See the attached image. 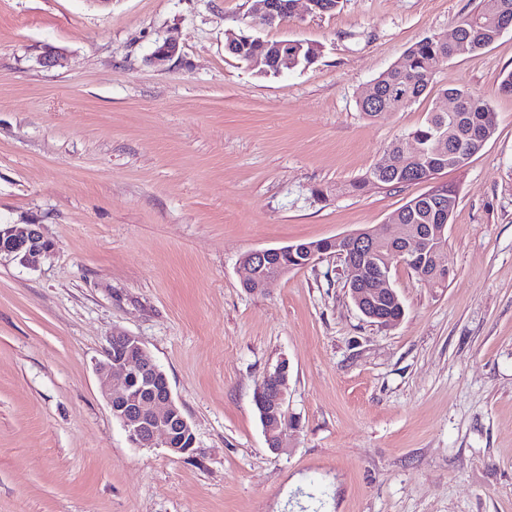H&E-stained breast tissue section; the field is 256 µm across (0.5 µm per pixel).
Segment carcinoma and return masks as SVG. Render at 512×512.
<instances>
[{"label": "carcinoma", "mask_w": 512, "mask_h": 512, "mask_svg": "<svg viewBox=\"0 0 512 512\" xmlns=\"http://www.w3.org/2000/svg\"><path fill=\"white\" fill-rule=\"evenodd\" d=\"M512 29V0H481L480 6L462 18L455 26V39L443 41L424 38L413 44L401 62L383 73L375 82L378 97L375 102H360L363 114L376 119L384 114L400 112L426 92L435 74L448 59L483 50L495 43L502 34ZM229 53L250 62L258 57L273 74L280 72L270 60L277 43L261 41L255 37L244 44L227 46ZM313 46L306 42L288 41V68L309 64L315 58ZM442 94L459 101L460 108L451 116L441 109L430 113L425 124L414 129L409 136L419 141L422 152L409 155L403 151L404 140L391 146L395 163L385 164L378 159L363 181L354 185L360 189L366 182L384 185L413 182V176L427 171L436 175L456 167L454 159H471L492 137L496 130V115L488 100L468 89L449 86ZM448 202L447 212L438 208L440 200ZM458 207L455 191L437 186L414 198L397 211L395 217L409 226L406 243L419 245L427 229L435 224H450Z\"/></svg>", "instance_id": "obj_1"}]
</instances>
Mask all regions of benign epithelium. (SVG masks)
I'll return each mask as SVG.
<instances>
[{"label":"benign epithelium","instance_id":"1","mask_svg":"<svg viewBox=\"0 0 512 512\" xmlns=\"http://www.w3.org/2000/svg\"><path fill=\"white\" fill-rule=\"evenodd\" d=\"M290 7L294 4L288 0H260L255 17L260 22L273 25L288 18ZM177 52L178 46L165 40L156 46L151 60L165 62ZM446 228L445 224H437L428 234V238L438 243L433 248V263L439 272L448 270L440 261V254L446 246ZM376 241L378 238L371 230L334 239L336 253L344 258L353 272L349 281L351 299L358 310L371 320L377 319L371 312V306H383L397 296L395 289L389 286L390 272L386 268L376 264L364 266L355 258L357 254L366 257L374 253ZM287 250L292 252L296 247L256 250L244 256L241 261L246 271L244 282L254 283L262 289L280 278L274 273V268L278 256ZM50 251L51 245L42 235L39 225L0 226V258L4 256L24 263L34 255ZM421 256L419 248L406 247L397 252L399 262L410 267L422 266ZM288 369V361L280 360L266 371L254 393V402L264 413L267 444L275 446L277 451L283 448L278 431L282 428L281 418L287 416ZM95 370L107 405L131 444L152 447L160 441L169 452L177 455H185L192 450L195 444L192 427L172 397L166 374L138 337L121 332L109 337L104 358L96 363Z\"/></svg>","mask_w":512,"mask_h":512}]
</instances>
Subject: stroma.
I'll return each instance as SVG.
<instances>
[{
    "label": "stroma",
    "instance_id": "obj_1",
    "mask_svg": "<svg viewBox=\"0 0 512 512\" xmlns=\"http://www.w3.org/2000/svg\"><path fill=\"white\" fill-rule=\"evenodd\" d=\"M479 0H340L251 24L254 0H0V224L52 249L0 260V512H512V31L455 56L403 111L360 100ZM302 40L307 65L261 74L231 37ZM177 43L164 65L157 42ZM63 63L44 67L47 47ZM484 95L497 130L434 181H356L443 105ZM458 207L431 288L405 266L406 315L358 311L343 258L261 291L248 252L392 231L433 184ZM137 336L196 443L132 445L95 371ZM289 363L282 451L257 384Z\"/></svg>",
    "mask_w": 512,
    "mask_h": 512
}]
</instances>
